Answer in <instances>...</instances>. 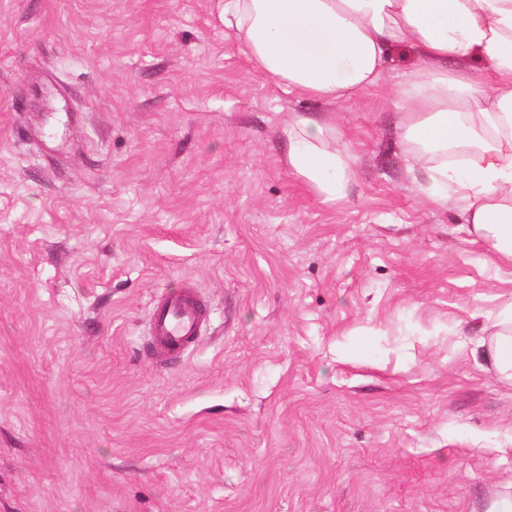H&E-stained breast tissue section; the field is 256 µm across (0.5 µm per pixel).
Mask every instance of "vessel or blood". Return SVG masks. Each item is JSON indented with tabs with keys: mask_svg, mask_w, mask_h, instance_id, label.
Returning <instances> with one entry per match:
<instances>
[{
	"mask_svg": "<svg viewBox=\"0 0 512 512\" xmlns=\"http://www.w3.org/2000/svg\"><path fill=\"white\" fill-rule=\"evenodd\" d=\"M206 324L207 309L192 289L161 293L150 313L152 345L161 355H180L200 336Z\"/></svg>",
	"mask_w": 512,
	"mask_h": 512,
	"instance_id": "1",
	"label": "vessel or blood"
}]
</instances>
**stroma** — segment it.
Masks as SVG:
<instances>
[{
	"label": "stroma",
	"instance_id": "35a3bbf8",
	"mask_svg": "<svg viewBox=\"0 0 512 512\" xmlns=\"http://www.w3.org/2000/svg\"><path fill=\"white\" fill-rule=\"evenodd\" d=\"M254 69L218 0H0V512H494L512 386L475 349L512 275L407 170L395 78ZM333 119L354 180L285 161ZM210 321L148 351L159 292ZM325 123L292 116L285 127L288 138V167L328 200L344 194L351 180L349 163L341 153L328 148Z\"/></svg>",
	"mask_w": 512,
	"mask_h": 512
}]
</instances>
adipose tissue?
Returning <instances> with one entry per match:
<instances>
[{"mask_svg":"<svg viewBox=\"0 0 512 512\" xmlns=\"http://www.w3.org/2000/svg\"><path fill=\"white\" fill-rule=\"evenodd\" d=\"M224 23L285 92L327 102L380 85L411 49L418 65L396 88L408 168L425 173L431 204L460 200L469 234L512 268V0H224ZM327 132L293 116L287 162L333 200L352 173ZM494 326L480 346L510 384L512 304Z\"/></svg>","mask_w":512,"mask_h":512,"instance_id":"adipose-tissue-1","label":"adipose tissue"}]
</instances>
